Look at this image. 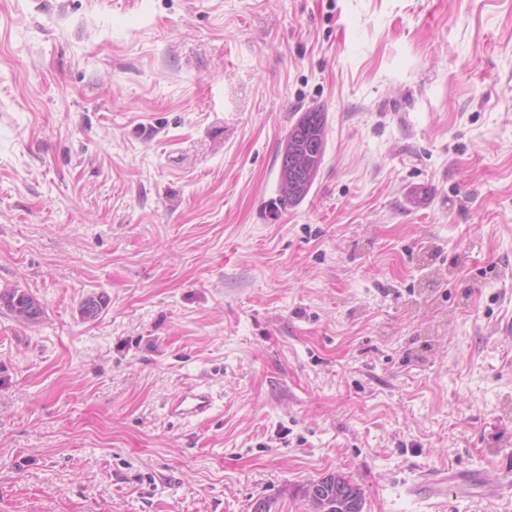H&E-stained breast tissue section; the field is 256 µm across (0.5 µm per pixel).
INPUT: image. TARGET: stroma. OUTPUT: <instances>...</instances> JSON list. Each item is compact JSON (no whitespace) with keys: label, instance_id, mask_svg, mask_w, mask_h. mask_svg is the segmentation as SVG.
Segmentation results:
<instances>
[{"label":"stroma","instance_id":"obj_1","mask_svg":"<svg viewBox=\"0 0 512 512\" xmlns=\"http://www.w3.org/2000/svg\"><path fill=\"white\" fill-rule=\"evenodd\" d=\"M318 106L324 161L275 209ZM14 287L43 315L0 309V512L512 482V0H0ZM190 386L210 410L171 416ZM326 124V112H323L319 108L310 109L302 113L296 123L289 130L285 139H288L289 142H294L304 151L306 149L311 150L313 147H315V152L320 145V143L317 142V139H321L323 162L326 143ZM478 487L482 493L490 498H496L503 494H510V484H505L480 472H465L462 470H426L420 476V481L415 490L425 492L429 500L437 501L448 496V491Z\"/></svg>","mask_w":512,"mask_h":512}]
</instances>
